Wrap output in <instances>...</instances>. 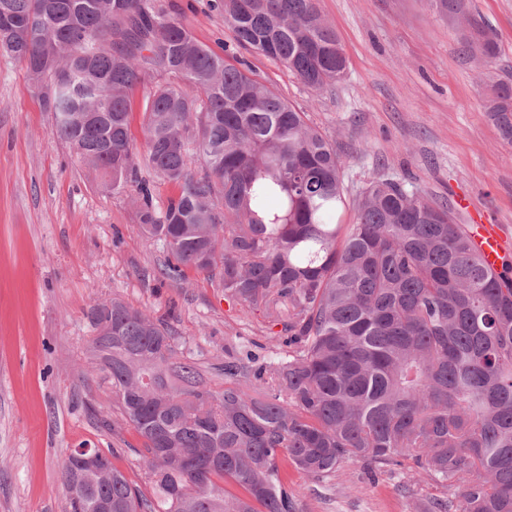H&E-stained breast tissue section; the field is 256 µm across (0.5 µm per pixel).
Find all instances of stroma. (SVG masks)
I'll return each mask as SVG.
<instances>
[{
    "label": "stroma",
    "mask_w": 512,
    "mask_h": 512,
    "mask_svg": "<svg viewBox=\"0 0 512 512\" xmlns=\"http://www.w3.org/2000/svg\"><path fill=\"white\" fill-rule=\"evenodd\" d=\"M162 2L201 42L235 49L209 0ZM320 7L348 60L341 81L314 93L280 62L251 63L335 141L350 194L384 176L451 206L464 195L512 238V146L483 108L491 85L512 80V0H470L499 45L488 62L465 53L434 0ZM53 125L24 64L0 53V512H69L60 469L82 446L112 454L132 485L144 484L141 439L91 371L94 304L118 297L150 310L217 390L225 350L279 356L262 314L232 306L205 274H162L165 255L141 233L130 193L103 188ZM288 487L299 512H420L432 498L463 508L456 488L410 460L374 468L350 457L323 480L292 469Z\"/></svg>",
    "instance_id": "obj_1"
}]
</instances>
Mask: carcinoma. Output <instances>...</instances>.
Segmentation results:
<instances>
[{
	"label": "carcinoma",
	"mask_w": 512,
	"mask_h": 512,
	"mask_svg": "<svg viewBox=\"0 0 512 512\" xmlns=\"http://www.w3.org/2000/svg\"><path fill=\"white\" fill-rule=\"evenodd\" d=\"M46 2L0 0V48L50 90L53 135L109 177L104 187L133 192L167 275L206 273L286 348L259 365L224 354L217 391L163 321L118 297L94 305L89 358L142 439L150 492L115 467L76 492L68 477L70 512H298L288 467L326 478L349 457L410 459L456 487L464 512H512V267L487 269L450 206L395 179H371L342 223L336 143L160 0H58L29 27ZM436 3L471 56H497L467 0ZM212 8L237 47L308 89L344 76L318 0ZM155 76L142 133L146 166L176 189L162 206L139 178L131 131L130 94ZM485 112L511 146V82L492 86Z\"/></svg>",
	"instance_id": "cac0c4a2"
}]
</instances>
